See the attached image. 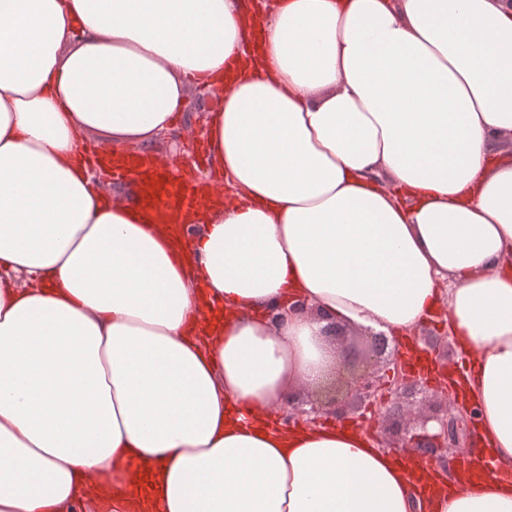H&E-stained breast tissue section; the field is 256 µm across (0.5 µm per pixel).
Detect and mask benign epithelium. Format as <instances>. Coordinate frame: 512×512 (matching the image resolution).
Returning <instances> with one entry per match:
<instances>
[{"label":"benign epithelium","instance_id":"benign-epithelium-1","mask_svg":"<svg viewBox=\"0 0 512 512\" xmlns=\"http://www.w3.org/2000/svg\"><path fill=\"white\" fill-rule=\"evenodd\" d=\"M369 348V361L358 369L352 360L354 346L341 339L343 327L332 322L322 330V339L336 360L315 382L324 395L316 401L290 399L282 408L288 422H313L323 414L348 416L364 408L376 409L391 426L401 431L406 446L414 448L435 468L448 471L447 449L458 448L467 439L476 421L474 409L447 400L448 378L410 372L399 351L390 345L384 332L363 330ZM434 398L439 405L418 421L420 432L412 433L405 424L404 406Z\"/></svg>","mask_w":512,"mask_h":512}]
</instances>
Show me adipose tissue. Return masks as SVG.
<instances>
[{
  "label": "adipose tissue",
  "mask_w": 512,
  "mask_h": 512,
  "mask_svg": "<svg viewBox=\"0 0 512 512\" xmlns=\"http://www.w3.org/2000/svg\"><path fill=\"white\" fill-rule=\"evenodd\" d=\"M171 133L235 203L97 187ZM511 135L512 0H0V512H512ZM441 308L489 448L448 494L280 424L326 320ZM188 99L185 112L190 116L189 120L192 127L199 130L202 118L208 112H214L219 108L220 96L211 94L201 95L198 91L193 90L190 92Z\"/></svg>",
  "instance_id": "ef3b65f1"
}]
</instances>
